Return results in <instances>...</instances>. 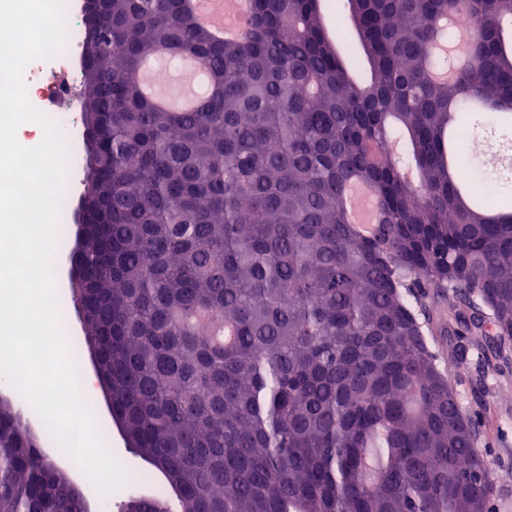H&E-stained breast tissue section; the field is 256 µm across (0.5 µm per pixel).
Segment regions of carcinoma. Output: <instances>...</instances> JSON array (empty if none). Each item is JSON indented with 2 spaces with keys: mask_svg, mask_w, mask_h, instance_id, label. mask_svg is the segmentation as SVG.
Listing matches in <instances>:
<instances>
[{
  "mask_svg": "<svg viewBox=\"0 0 512 512\" xmlns=\"http://www.w3.org/2000/svg\"><path fill=\"white\" fill-rule=\"evenodd\" d=\"M253 0L218 42L184 0H97L112 31L82 64L83 193L94 226L62 253L87 272L85 335L129 452L165 478L121 512H492L472 415L432 349L422 290L447 293L455 358L512 339V204L462 170L448 125L512 129V0ZM464 19L468 60L436 82L437 21ZM354 36L369 79L340 45ZM200 60L188 111L154 105L151 57ZM372 187L368 241L342 195ZM229 327L233 340L217 333ZM11 403L0 406V512H83Z\"/></svg>",
  "mask_w": 512,
  "mask_h": 512,
  "instance_id": "carcinoma-1",
  "label": "carcinoma"
}]
</instances>
